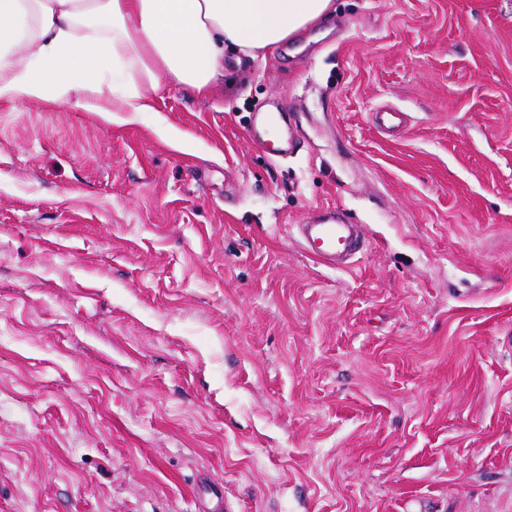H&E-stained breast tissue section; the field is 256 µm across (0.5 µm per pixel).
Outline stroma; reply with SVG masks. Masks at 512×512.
I'll use <instances>...</instances> for the list:
<instances>
[{
  "label": "stroma",
  "mask_w": 512,
  "mask_h": 512,
  "mask_svg": "<svg viewBox=\"0 0 512 512\" xmlns=\"http://www.w3.org/2000/svg\"><path fill=\"white\" fill-rule=\"evenodd\" d=\"M334 7L204 99L0 101V512H512V0ZM301 248L319 264L335 268L344 260L361 251L364 238H360L356 226L334 217L320 224H298Z\"/></svg>",
  "instance_id": "1"
}]
</instances>
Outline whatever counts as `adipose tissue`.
<instances>
[{
    "label": "adipose tissue",
    "mask_w": 512,
    "mask_h": 512,
    "mask_svg": "<svg viewBox=\"0 0 512 512\" xmlns=\"http://www.w3.org/2000/svg\"><path fill=\"white\" fill-rule=\"evenodd\" d=\"M333 0H0V101L92 109L106 67L138 79L112 88L116 112H148L143 86L209 95L224 51L271 54L329 17Z\"/></svg>",
    "instance_id": "ef3b65f1"
}]
</instances>
